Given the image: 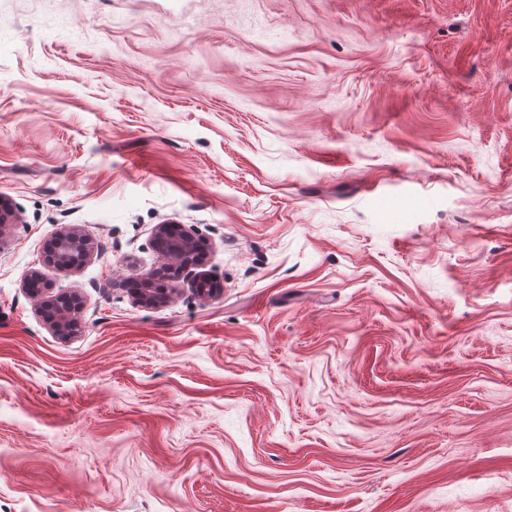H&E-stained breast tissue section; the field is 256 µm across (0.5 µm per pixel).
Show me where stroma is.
Returning <instances> with one entry per match:
<instances>
[{"mask_svg": "<svg viewBox=\"0 0 512 512\" xmlns=\"http://www.w3.org/2000/svg\"><path fill=\"white\" fill-rule=\"evenodd\" d=\"M0 196V512H512V0H0ZM94 252V243L76 225H63L47 243L44 258L47 264L58 269L73 270L89 261ZM76 253H79L78 259ZM153 248L166 261L165 266L175 271L172 281L175 283L187 282L192 290L200 296H213L222 291L220 288L212 289L205 285H212L215 279L207 274L192 273V261L184 262V257L197 248L193 234L183 224H159L155 228ZM35 283H43L41 274L32 271L23 281L26 295L36 303L37 313L62 338H68L79 330V314L83 306L78 298L71 294L47 295L49 288H32ZM154 272L145 273L142 275H139L135 277L136 279L140 280V284L143 288L138 293L133 294V300L138 305H146L151 304L161 298L163 295L166 294L165 289H156L154 288L153 279H154Z\"/></svg>", "mask_w": 512, "mask_h": 512, "instance_id": "35a3bbf8", "label": "stroma"}]
</instances>
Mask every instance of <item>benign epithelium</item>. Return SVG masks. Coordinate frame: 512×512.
Wrapping results in <instances>:
<instances>
[{"label": "benign epithelium", "instance_id": "7a95c632", "mask_svg": "<svg viewBox=\"0 0 512 512\" xmlns=\"http://www.w3.org/2000/svg\"><path fill=\"white\" fill-rule=\"evenodd\" d=\"M153 248L166 261V266L175 271L172 281L186 282L200 296L218 293L220 289H208L214 278L207 274L191 271L192 263L184 257L196 250L193 234L183 224H159L155 228ZM95 252L94 243L84 236L75 225H64L45 247V262L61 270H73L89 261ZM142 290L133 294L138 305L151 304L166 294L164 289L154 288V273L137 276ZM43 282L41 274L31 272L23 281L26 295L36 303L37 313L50 325L52 330L63 338H68L79 330V314L83 306L78 298L71 294L48 295V289L36 288L34 284Z\"/></svg>", "mask_w": 512, "mask_h": 512}]
</instances>
